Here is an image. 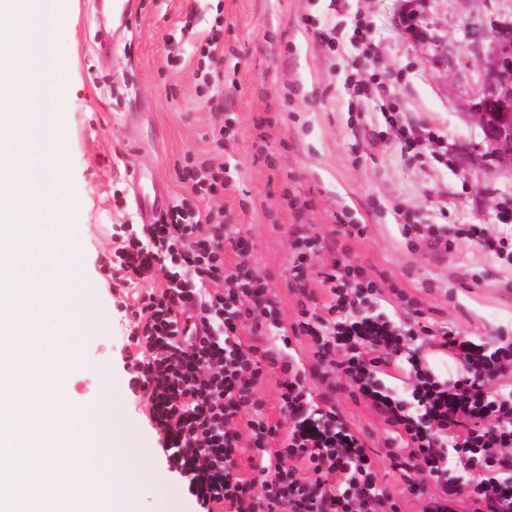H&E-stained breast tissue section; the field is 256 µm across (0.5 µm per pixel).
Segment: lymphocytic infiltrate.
<instances>
[{
	"label": "lymphocytic infiltrate",
	"instance_id": "obj_1",
	"mask_svg": "<svg viewBox=\"0 0 512 512\" xmlns=\"http://www.w3.org/2000/svg\"><path fill=\"white\" fill-rule=\"evenodd\" d=\"M354 108L384 116L408 159L422 156L440 135L393 115L385 87L357 75ZM501 232L469 224L461 233L512 266V207H500ZM291 268L305 303L291 327L248 261L250 245L218 211L180 200L152 224H116L113 247L100 268L113 286L129 289L118 310L130 361L129 386L149 404L152 425L168 453V467L200 512H400L379 484L361 430L336 406L346 388L386 426L393 468L409 492L434 485L422 512H512V388L493 382L512 373V336L488 343L448 329L414 301L406 314H368L381 290L365 267L337 259L322 284L324 302L307 286V268L321 244L308 225H295ZM236 259L225 262V251ZM147 283L138 291L137 283ZM312 340L310 362L291 352V336ZM456 363L439 374L412 343ZM285 374L279 391L285 423L270 421L256 394L265 368ZM409 382L383 383L390 370ZM337 381L313 393L309 378ZM249 450L251 473L237 476L235 455Z\"/></svg>",
	"mask_w": 512,
	"mask_h": 512
}]
</instances>
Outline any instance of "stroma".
<instances>
[{"label": "stroma", "mask_w": 512, "mask_h": 512, "mask_svg": "<svg viewBox=\"0 0 512 512\" xmlns=\"http://www.w3.org/2000/svg\"><path fill=\"white\" fill-rule=\"evenodd\" d=\"M102 4L61 0L71 21L55 40L69 102L60 193L77 224V278L89 285L73 315L85 329L82 355L97 367L72 376L67 399L83 405L116 391L115 429L146 456L151 475L165 479V490L146 489L126 502V512H198L168 469L145 402L127 388L131 350L117 291L99 269L112 247L111 226L145 221L137 205L121 215L112 208L113 185L134 196V168L153 174L174 202L191 195L179 176L188 163L229 167L228 186L205 204L224 210L250 242V261L266 278L284 325L297 314L291 229L302 222L323 237L308 269L313 293L344 251L379 282L380 311H388L400 289L452 329L485 341L499 330L512 336V290L504 288L512 268L456 233L462 224L495 226L497 204L512 203V169L462 159L482 141L467 109L482 77L479 48L465 29L490 19L512 24V0H368L375 68L402 118L442 133V149L420 163L407 160L376 114L350 109L346 77L363 60L350 43L332 53L317 43L328 0H128L124 24L113 27L105 53ZM407 6L421 32L416 39L403 33ZM218 15L226 48L221 67L238 81L224 104L235 134L222 145L212 138L217 118L197 93L195 43L181 32L187 20L206 33ZM401 209L446 225L447 247L405 235ZM342 218L366 225L365 235L337 238ZM100 313L110 319L107 329L96 324ZM336 404L353 427L370 434L379 480L399 494L401 512H422V500L402 495L399 473L385 458L381 419L348 392H337Z\"/></svg>", "instance_id": "35a3bbf8"}]
</instances>
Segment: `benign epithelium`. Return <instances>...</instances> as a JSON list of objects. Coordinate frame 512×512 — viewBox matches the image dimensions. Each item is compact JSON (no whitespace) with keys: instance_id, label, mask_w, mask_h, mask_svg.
<instances>
[{"instance_id":"benign-epithelium-1","label":"benign epithelium","mask_w":512,"mask_h":512,"mask_svg":"<svg viewBox=\"0 0 512 512\" xmlns=\"http://www.w3.org/2000/svg\"><path fill=\"white\" fill-rule=\"evenodd\" d=\"M491 33L489 50L480 58L482 83L468 98V110L484 138L471 148L467 161L492 158L512 168V27L496 24Z\"/></svg>"}]
</instances>
